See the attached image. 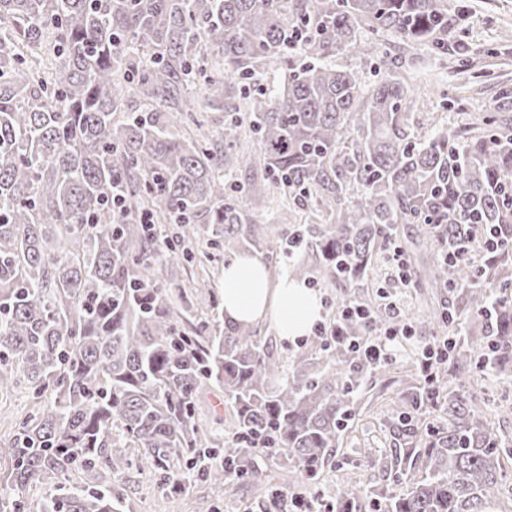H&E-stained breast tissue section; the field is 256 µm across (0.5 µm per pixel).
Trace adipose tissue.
<instances>
[{
    "label": "adipose tissue",
    "mask_w": 512,
    "mask_h": 512,
    "mask_svg": "<svg viewBox=\"0 0 512 512\" xmlns=\"http://www.w3.org/2000/svg\"><path fill=\"white\" fill-rule=\"evenodd\" d=\"M223 297L225 323H269L290 343L309 335L323 310L314 289L287 276L272 278L264 262L252 255L225 266Z\"/></svg>",
    "instance_id": "obj_1"
}]
</instances>
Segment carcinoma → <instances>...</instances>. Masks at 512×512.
<instances>
[{"label": "carcinoma", "instance_id": "carcinoma-1", "mask_svg": "<svg viewBox=\"0 0 512 512\" xmlns=\"http://www.w3.org/2000/svg\"><path fill=\"white\" fill-rule=\"evenodd\" d=\"M449 35L448 0H0V397L23 384L35 405L0 446V492H15L0 508L31 512L18 492L39 484L50 491L37 512H128L123 480L144 462L177 494V481L261 482L259 453L296 470L300 498L327 512H512V442L460 394L477 352L512 376V303L492 295L512 289V115L424 136L396 58L371 86L327 60L389 36L442 55ZM271 64L286 73L270 88ZM202 86L237 100L217 140L190 104ZM255 157L263 181L247 193L313 202L324 222L277 236L226 201ZM143 215L181 235L157 239ZM202 215L208 251L195 256L185 241ZM395 244L405 274L379 287L452 293L438 316L403 317L421 336L459 326L463 338L432 384L394 398L402 452L379 465L406 491L346 479L335 492L324 473L354 397L391 364L329 336L333 318L285 366L248 326L178 303L168 270L253 247L338 288L339 312ZM462 246L474 263L456 258ZM363 308L341 326L366 346L395 318ZM209 384L232 404L222 436L197 415ZM409 408L445 424L420 427Z\"/></svg>", "mask_w": 512, "mask_h": 512}]
</instances>
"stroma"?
I'll return each instance as SVG.
<instances>
[{"label":"stroma","mask_w":512,"mask_h":512,"mask_svg":"<svg viewBox=\"0 0 512 512\" xmlns=\"http://www.w3.org/2000/svg\"><path fill=\"white\" fill-rule=\"evenodd\" d=\"M448 6L457 24L448 39L447 54L425 53L424 66L411 70L414 86L429 95L426 112L414 116L428 132L446 125L460 112L479 116L512 107V0H448ZM238 205L254 222L272 224L278 232L305 220L304 211L286 197L261 200L243 195ZM169 276L186 296L203 288L219 296L223 293L224 262H181L170 268ZM409 382L405 370L398 367L377 374L356 396L352 439L331 460L324 474L330 486H337L347 476L385 484L381 470L366 467L365 461L370 457L383 460L393 454L397 420L384 404ZM257 463L261 469L274 472L272 484L233 481L218 488L198 481L192 484L188 499L183 500L163 494L157 474L145 466L128 475L124 496L130 512H214L218 506L228 512L237 504L248 506L250 512H264L270 493L280 492L287 498L299 493L296 471L275 466L262 456Z\"/></svg>","instance_id":"35a3bbf8"}]
</instances>
